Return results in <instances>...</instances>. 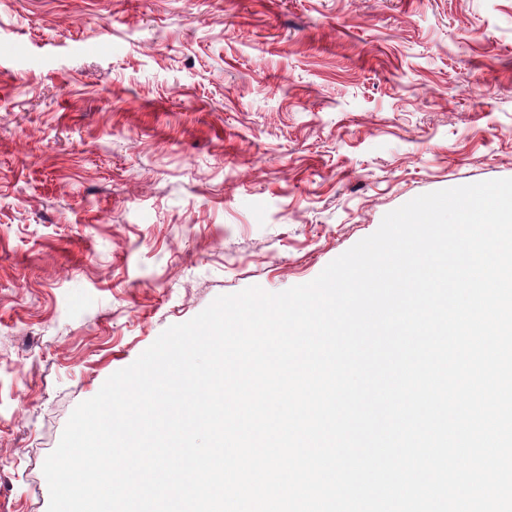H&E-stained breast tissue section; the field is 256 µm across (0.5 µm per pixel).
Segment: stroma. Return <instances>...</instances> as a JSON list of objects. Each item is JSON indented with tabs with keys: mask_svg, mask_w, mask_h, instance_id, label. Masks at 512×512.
Returning <instances> with one entry per match:
<instances>
[{
	"mask_svg": "<svg viewBox=\"0 0 512 512\" xmlns=\"http://www.w3.org/2000/svg\"><path fill=\"white\" fill-rule=\"evenodd\" d=\"M512 178V0H0V512L169 326Z\"/></svg>",
	"mask_w": 512,
	"mask_h": 512,
	"instance_id": "obj_1",
	"label": "stroma"
}]
</instances>
